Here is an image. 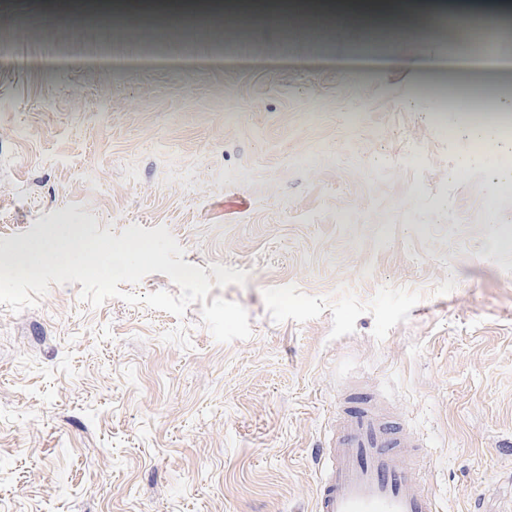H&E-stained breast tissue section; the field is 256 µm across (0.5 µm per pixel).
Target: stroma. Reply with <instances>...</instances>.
Segmentation results:
<instances>
[{
  "label": "stroma",
  "mask_w": 512,
  "mask_h": 512,
  "mask_svg": "<svg viewBox=\"0 0 512 512\" xmlns=\"http://www.w3.org/2000/svg\"><path fill=\"white\" fill-rule=\"evenodd\" d=\"M0 0V261L56 231L166 226L252 335L80 283L0 305V512H315L336 391L424 446L443 512H512V197L435 122L464 16L357 0ZM421 151L426 166L409 163ZM500 221H486L488 211Z\"/></svg>",
  "instance_id": "stroma-1"
}]
</instances>
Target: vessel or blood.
<instances>
[{
	"label": "vessel or blood",
	"mask_w": 512,
	"mask_h": 512,
	"mask_svg": "<svg viewBox=\"0 0 512 512\" xmlns=\"http://www.w3.org/2000/svg\"><path fill=\"white\" fill-rule=\"evenodd\" d=\"M419 437L360 393L337 398L336 424L324 444L316 512H440L422 472L403 465Z\"/></svg>",
	"instance_id": "vessel-or-blood-1"
}]
</instances>
